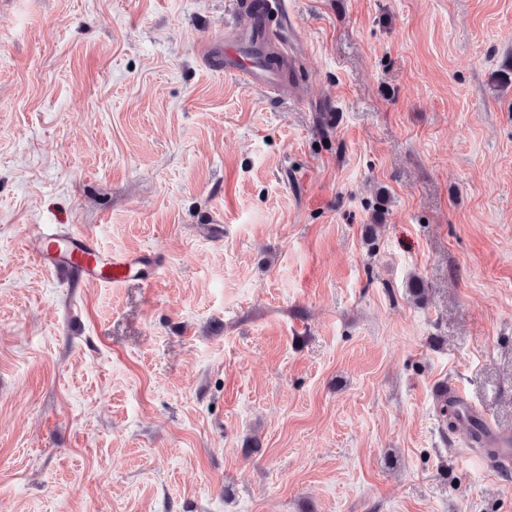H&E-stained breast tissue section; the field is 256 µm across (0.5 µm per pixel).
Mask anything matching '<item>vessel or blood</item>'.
<instances>
[{
	"label": "vessel or blood",
	"mask_w": 512,
	"mask_h": 512,
	"mask_svg": "<svg viewBox=\"0 0 512 512\" xmlns=\"http://www.w3.org/2000/svg\"><path fill=\"white\" fill-rule=\"evenodd\" d=\"M270 10L287 14L288 0H267L265 6L256 8L249 26L227 28L224 47L211 53L210 64L216 70L240 78L247 87L272 94L279 86V71L267 62L272 54L266 28V13ZM24 248L41 268L79 284L115 287L137 276L152 278L163 266V260L156 252L107 251L101 248L92 232L63 230L51 225L41 226L25 241ZM436 396L441 403L463 415L472 418L479 415L476 406L455 382L439 385ZM474 442L490 449L497 463L512 462L511 432L487 421Z\"/></svg>",
	"instance_id": "b4317fda"
}]
</instances>
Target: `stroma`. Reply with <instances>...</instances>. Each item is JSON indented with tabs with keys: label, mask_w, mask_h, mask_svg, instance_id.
<instances>
[{
	"label": "stroma",
	"mask_w": 512,
	"mask_h": 512,
	"mask_svg": "<svg viewBox=\"0 0 512 512\" xmlns=\"http://www.w3.org/2000/svg\"><path fill=\"white\" fill-rule=\"evenodd\" d=\"M288 15L275 96L231 0H0V512H512L435 397L512 431V0ZM268 10L279 11L288 26V1L268 0L255 8V17L249 26L236 25L227 28L224 33V49L214 51L210 55L211 66L224 74L240 78L247 87L275 93L279 86L277 67L265 62V58L273 55L267 28L266 13ZM252 50L247 53V50ZM259 48L261 53L255 51ZM24 249L41 268L77 284L115 287L136 276L147 280L164 264L154 251H106L92 232L62 230L52 225H41L39 231L25 241Z\"/></svg>",
	"instance_id": "1"
}]
</instances>
